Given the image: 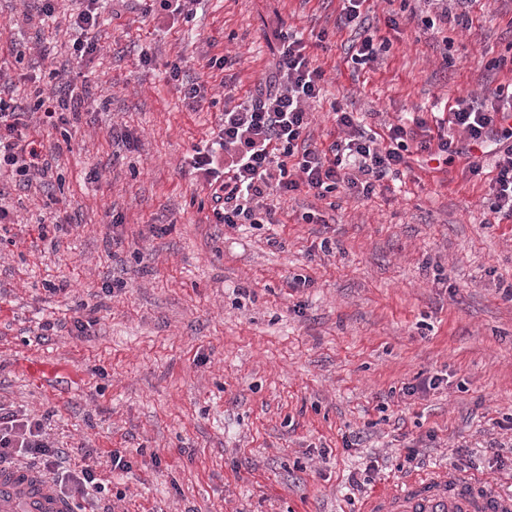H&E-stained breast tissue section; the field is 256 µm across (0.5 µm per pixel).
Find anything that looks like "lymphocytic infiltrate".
<instances>
[{
	"label": "lymphocytic infiltrate",
	"mask_w": 512,
	"mask_h": 512,
	"mask_svg": "<svg viewBox=\"0 0 512 512\" xmlns=\"http://www.w3.org/2000/svg\"><path fill=\"white\" fill-rule=\"evenodd\" d=\"M341 2V24L358 34L348 47L351 61L378 63L380 50L363 13L366 0ZM469 3L415 0L408 19L425 33L450 21L465 26ZM323 76L303 39L284 34L264 81L250 90L246 101L237 104L232 95H225L215 139L191 161L192 173L210 191L216 223L231 228L277 223L274 197L301 189L321 199L337 191L371 197L384 181L397 179L415 154L436 162L462 157L478 177L485 169L476 154L492 143L501 150L490 171L487 209L493 218L512 219V82L454 98L447 115L431 123L417 117L409 125L391 123L373 131L353 113L337 112L339 135L319 148L307 143L303 133L312 120L310 106L320 97ZM420 129L426 130V138L417 137ZM39 131L24 105L0 98V165L25 178L45 176L33 139ZM67 461L66 450L51 440L44 419L0 405V464L40 468L69 499L102 491L95 462L86 460L71 469Z\"/></svg>",
	"instance_id": "1"
}]
</instances>
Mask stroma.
Masks as SVG:
<instances>
[{
	"label": "stroma",
	"mask_w": 512,
	"mask_h": 512,
	"mask_svg": "<svg viewBox=\"0 0 512 512\" xmlns=\"http://www.w3.org/2000/svg\"><path fill=\"white\" fill-rule=\"evenodd\" d=\"M369 6L390 41L372 68L347 57L339 0H202L189 17L108 2L85 56L69 27L84 0H54L47 23L0 0L10 97L51 96L62 69L87 95L36 143L46 181L21 189L0 168V404L46 417L72 463L83 448L132 463H102L85 512H360L439 468L512 494V222L484 223L488 180L415 163L371 198L297 192L279 223L230 228L189 171L225 88L240 99L263 78L278 28L324 72L317 146L334 109L374 127L512 81V0H476L471 30L444 36L389 29L399 0ZM224 55L234 65L209 67ZM176 64L203 86L198 105ZM126 129L137 148L113 141ZM417 444L421 464H406Z\"/></svg>",
	"instance_id": "1"
}]
</instances>
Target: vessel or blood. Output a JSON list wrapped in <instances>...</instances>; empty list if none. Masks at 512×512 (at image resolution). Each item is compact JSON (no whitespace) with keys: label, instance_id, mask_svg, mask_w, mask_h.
<instances>
[{"label":"vessel or blood","instance_id":"b4317fda","mask_svg":"<svg viewBox=\"0 0 512 512\" xmlns=\"http://www.w3.org/2000/svg\"><path fill=\"white\" fill-rule=\"evenodd\" d=\"M0 512H72V505L42 473L2 464ZM362 512H512V495L479 490L476 481L440 469L402 480L364 503Z\"/></svg>","mask_w":512,"mask_h":512}]
</instances>
